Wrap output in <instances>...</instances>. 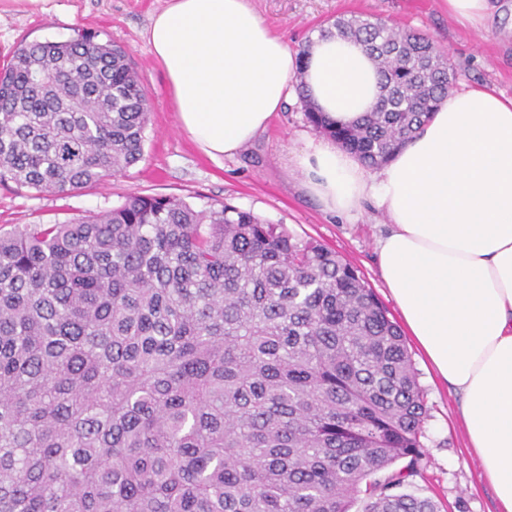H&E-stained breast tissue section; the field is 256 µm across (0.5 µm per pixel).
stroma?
<instances>
[{
	"label": "stroma",
	"instance_id": "1",
	"mask_svg": "<svg viewBox=\"0 0 512 512\" xmlns=\"http://www.w3.org/2000/svg\"><path fill=\"white\" fill-rule=\"evenodd\" d=\"M164 5L165 0H48L43 14L0 12V61L23 41H65L80 32L92 33L127 50L151 107L143 157L125 175L60 195L2 182L0 228L64 222L112 209L130 194L174 195L200 207L223 201L285 225L298 239L316 240L336 251L359 269L391 320H398V307L380 276L375 254L384 216L370 204L350 219L323 213L301 190L299 174L285 169L287 154L302 148L304 137L316 134L304 101L289 103L267 131L220 164L179 130L165 79L144 37L151 16ZM252 5L294 50L303 49L313 35L343 15L378 18L423 33L456 71L452 90L480 87L512 98V0H499L481 30L459 26L438 0H252ZM408 352L428 407L422 457L408 492L431 498L439 512H496L494 492L466 447L458 396L434 377L416 346H409Z\"/></svg>",
	"mask_w": 512,
	"mask_h": 512
}]
</instances>
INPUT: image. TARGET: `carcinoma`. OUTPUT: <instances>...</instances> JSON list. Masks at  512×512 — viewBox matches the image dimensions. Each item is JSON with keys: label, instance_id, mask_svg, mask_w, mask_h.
<instances>
[{"label": "carcinoma", "instance_id": "carcinoma-1", "mask_svg": "<svg viewBox=\"0 0 512 512\" xmlns=\"http://www.w3.org/2000/svg\"><path fill=\"white\" fill-rule=\"evenodd\" d=\"M333 26L381 95L351 126L307 118L380 165L455 76L413 31ZM149 112L124 48L22 42L0 68V182L66 194L121 176ZM425 418L386 307L281 224L133 194L0 230V512H438L402 491Z\"/></svg>", "mask_w": 512, "mask_h": 512}]
</instances>
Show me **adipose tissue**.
<instances>
[{
	"label": "adipose tissue",
	"mask_w": 512,
	"mask_h": 512,
	"mask_svg": "<svg viewBox=\"0 0 512 512\" xmlns=\"http://www.w3.org/2000/svg\"><path fill=\"white\" fill-rule=\"evenodd\" d=\"M181 130L209 159L240 153L293 97L355 124L380 94L364 47L314 36L288 47L251 0H167L145 32ZM324 212L387 219L381 276L440 379L461 397L468 447L498 512H512V99L448 95L378 169L335 140L306 139L289 161Z\"/></svg>",
	"instance_id": "obj_1"
}]
</instances>
